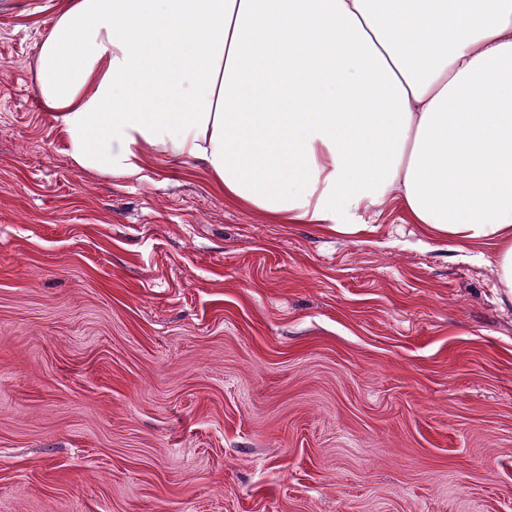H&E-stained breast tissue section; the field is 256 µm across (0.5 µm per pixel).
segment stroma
Returning a JSON list of instances; mask_svg holds the SVG:
<instances>
[{"label": "stroma", "mask_w": 512, "mask_h": 512, "mask_svg": "<svg viewBox=\"0 0 512 512\" xmlns=\"http://www.w3.org/2000/svg\"><path fill=\"white\" fill-rule=\"evenodd\" d=\"M62 4L0 0V512H512L494 245L79 169L33 83Z\"/></svg>", "instance_id": "stroma-1"}]
</instances>
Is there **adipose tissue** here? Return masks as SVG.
Masks as SVG:
<instances>
[{
  "label": "adipose tissue",
  "mask_w": 512,
  "mask_h": 512,
  "mask_svg": "<svg viewBox=\"0 0 512 512\" xmlns=\"http://www.w3.org/2000/svg\"><path fill=\"white\" fill-rule=\"evenodd\" d=\"M34 83L80 169L197 162L229 203L336 230L395 199L495 243L512 303V0H67Z\"/></svg>",
  "instance_id": "1"
}]
</instances>
